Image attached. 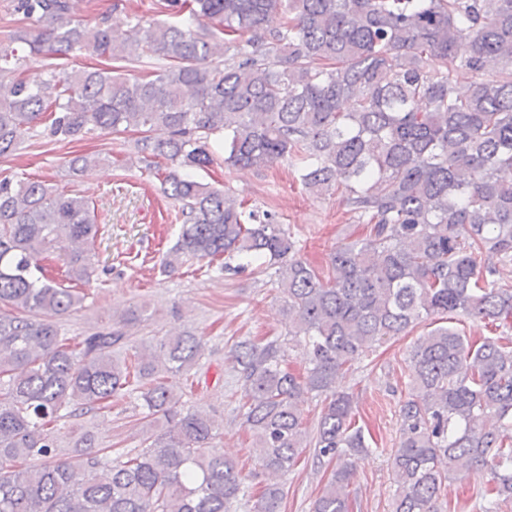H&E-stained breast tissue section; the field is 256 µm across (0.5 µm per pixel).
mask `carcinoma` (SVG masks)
Here are the masks:
<instances>
[{
  "label": "carcinoma",
  "mask_w": 512,
  "mask_h": 512,
  "mask_svg": "<svg viewBox=\"0 0 512 512\" xmlns=\"http://www.w3.org/2000/svg\"><path fill=\"white\" fill-rule=\"evenodd\" d=\"M76 2H10L28 25L0 39V158L46 119L60 140L134 131L141 159L166 160L164 193L181 208L164 268L220 256L229 273L277 268L308 367L290 371L285 339L230 352L269 476L253 512H281V478L309 446L336 462L313 512H353L352 459L371 448L337 374L427 320L409 354L391 512H441L451 476L490 475L480 512L512 504V286L497 278L512 261V0H160L164 19L123 33L79 18ZM17 43L50 59L163 64L142 76L53 68L33 87ZM219 133L224 164L286 159L309 191L340 194L369 234L331 247L328 274L316 271L272 214L188 173L213 163ZM99 232L86 197L0 181V512H232L238 465L207 412L179 409L173 383L196 366L202 337L143 340L131 369L112 349L138 308L73 345L60 335L58 319L82 308ZM450 314L503 331L471 342L438 324ZM121 392L143 400L146 447L114 462L86 432L62 457L54 424ZM309 394L325 402L312 436Z\"/></svg>",
  "instance_id": "carcinoma-1"
}]
</instances>
